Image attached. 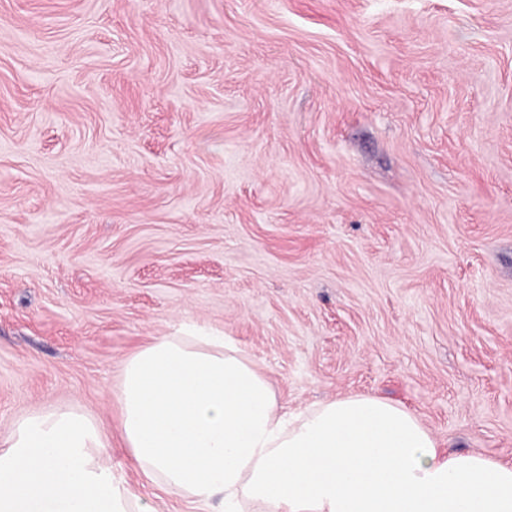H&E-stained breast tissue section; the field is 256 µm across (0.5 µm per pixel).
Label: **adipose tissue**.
I'll return each instance as SVG.
<instances>
[{
    "mask_svg": "<svg viewBox=\"0 0 512 512\" xmlns=\"http://www.w3.org/2000/svg\"><path fill=\"white\" fill-rule=\"evenodd\" d=\"M116 398L135 470L196 512H512V464L439 453L405 408L354 394L282 410L227 336L181 325L130 355ZM73 408L0 440V512H144Z\"/></svg>",
    "mask_w": 512,
    "mask_h": 512,
    "instance_id": "1",
    "label": "adipose tissue"
}]
</instances>
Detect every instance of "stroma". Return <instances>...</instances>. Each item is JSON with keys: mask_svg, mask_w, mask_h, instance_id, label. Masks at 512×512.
<instances>
[{"mask_svg": "<svg viewBox=\"0 0 512 512\" xmlns=\"http://www.w3.org/2000/svg\"><path fill=\"white\" fill-rule=\"evenodd\" d=\"M194 321L295 410L512 463V0H0V439Z\"/></svg>", "mask_w": 512, "mask_h": 512, "instance_id": "stroma-1", "label": "stroma"}]
</instances>
